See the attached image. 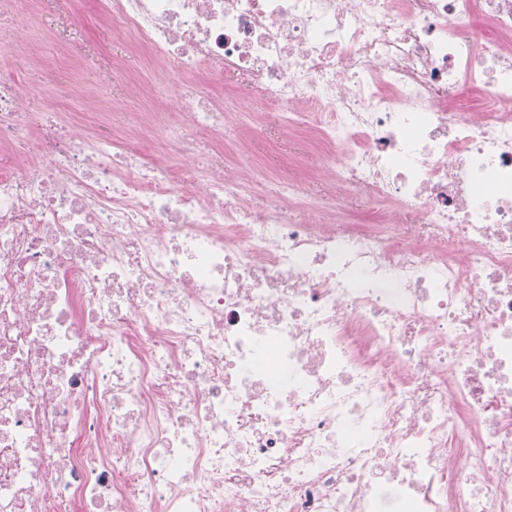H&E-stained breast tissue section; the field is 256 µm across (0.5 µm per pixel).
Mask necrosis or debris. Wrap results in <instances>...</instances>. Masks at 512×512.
Segmentation results:
<instances>
[{
  "instance_id": "necrosis-or-debris-1",
  "label": "necrosis or debris",
  "mask_w": 512,
  "mask_h": 512,
  "mask_svg": "<svg viewBox=\"0 0 512 512\" xmlns=\"http://www.w3.org/2000/svg\"><path fill=\"white\" fill-rule=\"evenodd\" d=\"M171 65L246 75L334 189L197 172L0 78V512H512V0H105ZM363 196L381 224H340ZM393 486L384 504L379 484Z\"/></svg>"
}]
</instances>
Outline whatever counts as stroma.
Here are the masks:
<instances>
[{
	"instance_id": "stroma-1",
	"label": "stroma",
	"mask_w": 512,
	"mask_h": 512,
	"mask_svg": "<svg viewBox=\"0 0 512 512\" xmlns=\"http://www.w3.org/2000/svg\"><path fill=\"white\" fill-rule=\"evenodd\" d=\"M35 8L30 60L18 79L42 90L47 111L57 113L60 120L87 122L80 104L84 82L99 90L103 111L120 112L116 130L134 143L143 141L142 122L179 106L177 96L159 80L163 63L147 61L138 45L113 37L102 0H37ZM75 11L83 15V25H66L67 16ZM225 120L238 128L235 143L226 150L227 163L264 170L298 165L309 179L312 195H322L321 184L311 177L316 150L305 135L283 128L281 113L268 111L244 125L233 112Z\"/></svg>"
}]
</instances>
